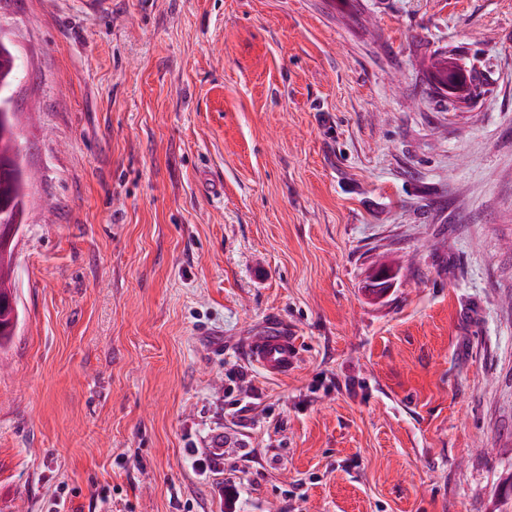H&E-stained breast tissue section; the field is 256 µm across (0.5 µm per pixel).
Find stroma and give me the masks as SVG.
<instances>
[{"label": "stroma", "mask_w": 512, "mask_h": 512, "mask_svg": "<svg viewBox=\"0 0 512 512\" xmlns=\"http://www.w3.org/2000/svg\"><path fill=\"white\" fill-rule=\"evenodd\" d=\"M0 28L38 174L0 512H512V0H0ZM447 51L468 102L430 87ZM268 326L287 376L247 358ZM252 363L270 377L288 375L297 364V343L283 330H271L253 336L247 343Z\"/></svg>", "instance_id": "obj_1"}]
</instances>
